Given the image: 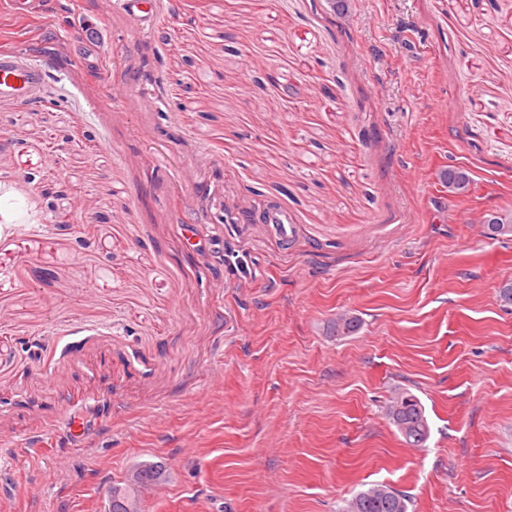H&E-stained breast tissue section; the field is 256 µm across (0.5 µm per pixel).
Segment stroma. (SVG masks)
<instances>
[{
	"instance_id": "1",
	"label": "stroma",
	"mask_w": 512,
	"mask_h": 512,
	"mask_svg": "<svg viewBox=\"0 0 512 512\" xmlns=\"http://www.w3.org/2000/svg\"><path fill=\"white\" fill-rule=\"evenodd\" d=\"M152 15L0 0V47L50 72L0 99V512H108L144 463L142 512H338L375 483L512 512V239L480 223L512 209V0ZM271 205L292 241L215 221ZM387 417L400 434L415 447H421L430 436V425L420 399L411 392L397 394L387 407Z\"/></svg>"
}]
</instances>
